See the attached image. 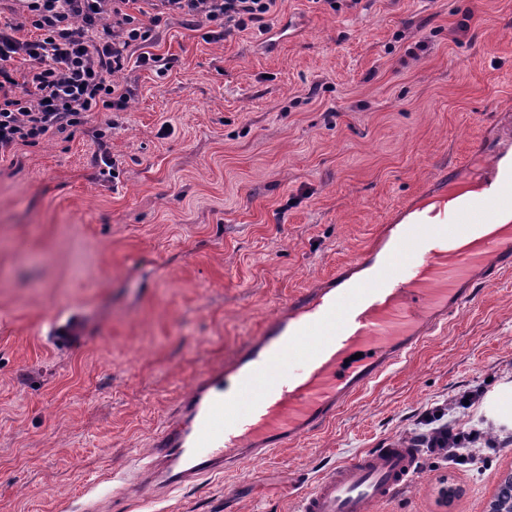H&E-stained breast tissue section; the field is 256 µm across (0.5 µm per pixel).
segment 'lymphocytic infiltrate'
Instances as JSON below:
<instances>
[{
	"label": "lymphocytic infiltrate",
	"instance_id": "1",
	"mask_svg": "<svg viewBox=\"0 0 512 512\" xmlns=\"http://www.w3.org/2000/svg\"><path fill=\"white\" fill-rule=\"evenodd\" d=\"M36 39L20 38L14 25H0V156L54 134H70L90 112H123L130 91L115 83L130 62L165 75L174 57L149 52L161 22L180 18L205 28L218 42L233 31L262 22L275 0H144L138 14L130 0H18ZM140 55H133V48ZM27 61L15 77L16 58ZM444 410L425 416L426 449L452 465L478 469L476 444L486 430L457 429Z\"/></svg>",
	"mask_w": 512,
	"mask_h": 512
}]
</instances>
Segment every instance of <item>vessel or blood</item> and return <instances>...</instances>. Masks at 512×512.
<instances>
[{"label": "vessel or blood", "instance_id": "1", "mask_svg": "<svg viewBox=\"0 0 512 512\" xmlns=\"http://www.w3.org/2000/svg\"><path fill=\"white\" fill-rule=\"evenodd\" d=\"M512 270V121L439 170L399 223L291 296L227 362L196 375L153 435L135 480L174 489L304 440L409 356L487 280ZM419 450L395 440L336 465L297 512H372L408 487Z\"/></svg>", "mask_w": 512, "mask_h": 512}]
</instances>
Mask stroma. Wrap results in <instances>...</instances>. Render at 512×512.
Returning <instances> with one entry per match:
<instances>
[{
	"label": "stroma",
	"mask_w": 512,
	"mask_h": 512,
	"mask_svg": "<svg viewBox=\"0 0 512 512\" xmlns=\"http://www.w3.org/2000/svg\"><path fill=\"white\" fill-rule=\"evenodd\" d=\"M151 50L178 63L118 75L126 111L0 156V512H293L329 467L512 381L511 272L314 436L135 486L201 370L512 112V0H276L218 43L168 20ZM484 454L476 472L421 453L375 512H489L512 442Z\"/></svg>",
	"instance_id": "stroma-1"
}]
</instances>
